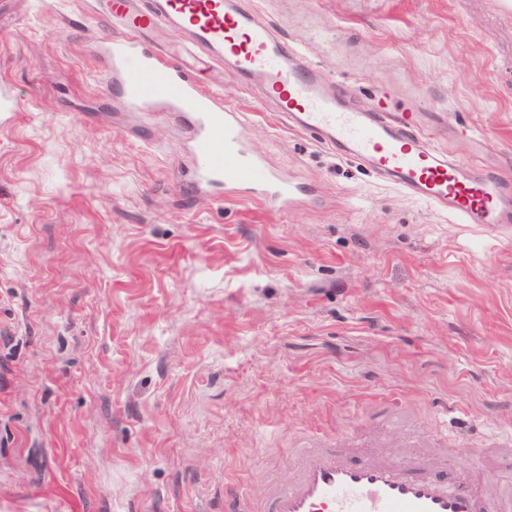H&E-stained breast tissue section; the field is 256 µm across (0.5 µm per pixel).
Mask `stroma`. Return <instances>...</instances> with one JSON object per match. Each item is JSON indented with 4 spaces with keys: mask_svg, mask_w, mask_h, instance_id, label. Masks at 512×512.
Masks as SVG:
<instances>
[{
    "mask_svg": "<svg viewBox=\"0 0 512 512\" xmlns=\"http://www.w3.org/2000/svg\"><path fill=\"white\" fill-rule=\"evenodd\" d=\"M360 105L436 112L512 171L501 0H247ZM85 0H0V512H224L288 451L512 448V229L461 224L196 80L298 176L195 190L185 123L125 105Z\"/></svg>",
    "mask_w": 512,
    "mask_h": 512,
    "instance_id": "stroma-1",
    "label": "stroma"
}]
</instances>
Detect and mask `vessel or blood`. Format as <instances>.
<instances>
[{"label": "vessel or blood", "mask_w": 512, "mask_h": 512, "mask_svg": "<svg viewBox=\"0 0 512 512\" xmlns=\"http://www.w3.org/2000/svg\"><path fill=\"white\" fill-rule=\"evenodd\" d=\"M122 34L109 47L119 91L131 106L187 114L196 188L238 189L288 207L301 183L272 169L248 146L240 112L200 87L176 59L142 46L171 28L186 34L183 54L229 65L244 86L261 85L282 119L336 157L366 164L407 196L488 228L512 224V182L449 157L417 112L362 110L328 93L304 52L245 11L238 0H105ZM448 449L332 446L288 451V479L271 482L264 499L238 487L224 494V512H512V489L493 487L486 471L496 448H473L470 468H448Z\"/></svg>", "instance_id": "obj_1"}]
</instances>
